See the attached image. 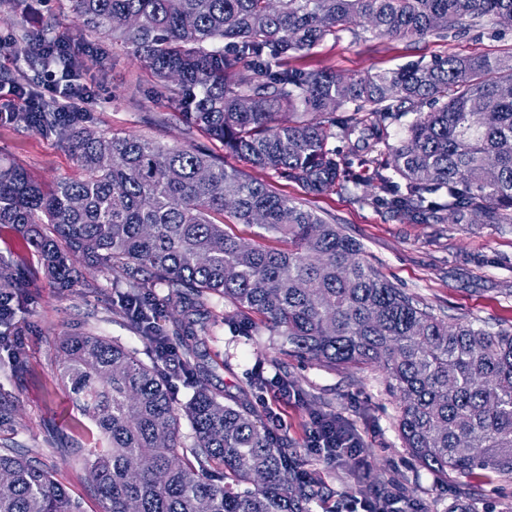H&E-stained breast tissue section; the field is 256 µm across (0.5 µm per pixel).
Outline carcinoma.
<instances>
[{
    "label": "carcinoma",
    "mask_w": 512,
    "mask_h": 512,
    "mask_svg": "<svg viewBox=\"0 0 512 512\" xmlns=\"http://www.w3.org/2000/svg\"><path fill=\"white\" fill-rule=\"evenodd\" d=\"M71 2L85 28L119 38L156 80L178 72L176 102L189 127L307 195L356 180L329 147L334 129L355 136L350 150L365 162L412 113L389 154L404 186L389 182L387 205L422 223L474 216L512 224V94L502 92L512 87V55H450L358 78L288 67L343 30L407 40L487 22L512 29V0ZM118 17L135 26L115 27ZM17 40L28 68L42 70L49 28L23 25ZM238 68L250 77L229 83ZM30 97L33 108L15 121L58 131L79 173L46 189L23 168L1 167L0 224L26 237L49 278L79 283L82 261L119 272L124 299L144 303L131 321L150 362L91 332L60 345L62 378L101 435L86 465L103 512H309L319 495L308 453L288 447L256 410L212 392L201 377L185 404L174 403L152 339L175 341L179 368L195 371L214 295L242 317H262L290 353L327 367L382 368L399 402L400 436L421 465L512 475V328L435 315L367 263L341 225L204 149L92 135L59 120L56 100ZM282 112L293 117L278 118ZM257 215L263 223L251 240L225 230ZM270 238L288 248H268ZM28 288L0 258V292L13 300ZM154 288L166 289L165 298ZM170 303L183 318L169 331L158 311ZM183 418L193 431L188 445ZM0 512L81 510L48 470L3 451Z\"/></svg>",
    "instance_id": "cac0c4a2"
}]
</instances>
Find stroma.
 <instances>
[{
	"mask_svg": "<svg viewBox=\"0 0 512 512\" xmlns=\"http://www.w3.org/2000/svg\"><path fill=\"white\" fill-rule=\"evenodd\" d=\"M23 24L51 26L58 38L89 49L103 61V70L93 73L97 95L90 106V119L99 132L138 135L181 149L208 147L225 165L260 177L280 195L310 203L330 222L342 225L361 244L369 264L434 313L452 322L512 326V227L419 224L388 209L378 199L376 180L378 165L387 157L385 147L373 152L371 162L357 166V184L308 198L298 183L251 167L187 127L173 87L161 86L115 38L85 30L68 0H33L22 15L0 11V39L10 43L9 52L0 55L1 74L26 67L20 45L11 41ZM511 53L512 31L493 24L444 40L428 35L411 42L357 40L344 31L288 65L360 77L451 55ZM9 165L48 186L78 173L73 153L53 135L0 119V167ZM0 258L22 264L35 278L15 307L12 325L0 326V450H13L50 469L81 512H102L82 463L83 449L98 444L100 434L62 380L59 344L63 336L91 331L146 354L145 342L123 313L121 278L85 266L80 284L60 287L43 274L25 238L6 226H0ZM278 342L261 320L240 327L232 304L215 297L209 305V331L197 344V361L214 391L245 399L259 414L276 413L290 447L304 450L315 411L341 416L363 440L365 465L349 459L333 465L314 460L323 488L310 512H353L355 499H371L381 483L400 496L401 512H453L457 503L471 498L479 512H512V477L480 470L444 476L411 456L398 431L397 399L380 370L320 366L281 353ZM11 353L24 360V374L6 368ZM259 370L269 380L262 389L253 385ZM282 374L307 394V401L280 397L272 382Z\"/></svg>",
	"mask_w": 512,
	"mask_h": 512,
	"instance_id": "stroma-1",
	"label": "stroma"
}]
</instances>
